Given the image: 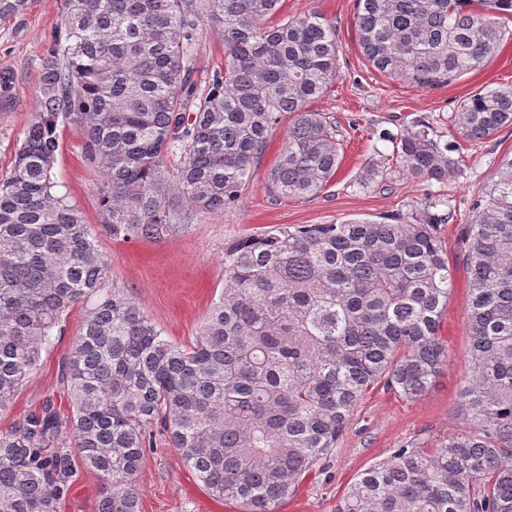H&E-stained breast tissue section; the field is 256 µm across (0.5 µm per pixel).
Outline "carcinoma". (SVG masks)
<instances>
[{"mask_svg": "<svg viewBox=\"0 0 512 512\" xmlns=\"http://www.w3.org/2000/svg\"><path fill=\"white\" fill-rule=\"evenodd\" d=\"M26 0H0V20ZM374 69L422 90L484 68L512 0H355ZM282 0H66L42 60L39 108L0 178V412L37 369L70 308L90 304L65 353L68 419L47 404L0 432V512H57L75 463L98 474V512H140L136 476L153 425L209 495L278 512L332 455L364 396L407 399L445 358L439 319L453 272L439 236L450 213L413 221L281 224L224 245V289L188 344L167 339L109 285L80 209L56 190L58 129L71 126L102 224L163 240L233 207L283 112L295 115L268 190L319 195L339 168L331 127L309 105L337 77L336 29L317 12L275 25ZM224 41L207 92L192 79L203 27ZM467 142L512 126V84L461 103ZM397 160L444 182L457 161L417 124ZM469 280L465 429L411 442L363 470L336 512H512V155L464 227Z\"/></svg>", "mask_w": 512, "mask_h": 512, "instance_id": "obj_1", "label": "carcinoma"}]
</instances>
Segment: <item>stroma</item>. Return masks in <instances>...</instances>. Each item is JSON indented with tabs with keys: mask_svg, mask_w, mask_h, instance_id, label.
Masks as SVG:
<instances>
[{
	"mask_svg": "<svg viewBox=\"0 0 512 512\" xmlns=\"http://www.w3.org/2000/svg\"><path fill=\"white\" fill-rule=\"evenodd\" d=\"M65 0H27L24 12L0 22V74L9 88L0 96V177L10 171L15 148L38 107L36 90L42 58L61 24ZM318 12L336 28L338 76L311 103L333 128L340 165L331 183L309 199L279 198L266 188L293 118L283 115L255 164L252 182L234 208L198 217L185 230L161 241L125 242L105 232L94 188L97 174L81 159L80 141L70 127L59 130L61 149L54 167L60 193L82 211L107 257L112 279L127 290L144 313L175 342L190 341L224 286V245L280 224H331L349 218L374 219L400 213L416 217L426 199L442 201L451 215L440 237L448 251L454 286L440 318L439 334L447 346L442 370L422 397L410 400L382 387L359 404L330 457L316 475L304 480L280 512H335L346 486L372 463L413 441L432 444L461 432L456 411L458 391L466 377L469 300L461 230L471 203L493 178L503 155L512 151V127L471 144L458 134L455 114L473 92L512 83V21L499 54L486 67L434 90L423 91L376 71L362 54L354 0H283L282 15ZM224 66L223 42L204 28L194 78L207 89ZM426 124L440 147L450 150L458 171L444 183H419L402 175L394 153L395 136L415 124ZM85 304L70 309L62 334L43 350L38 370L0 412V431L52 404L69 416L67 387L61 379L66 350L80 334ZM141 512H237L233 504L208 495L178 449L164 436L153 446L136 477ZM101 480L77 468L57 512H96Z\"/></svg>",
	"mask_w": 512,
	"mask_h": 512,
	"instance_id": "obj_1",
	"label": "stroma"
}]
</instances>
